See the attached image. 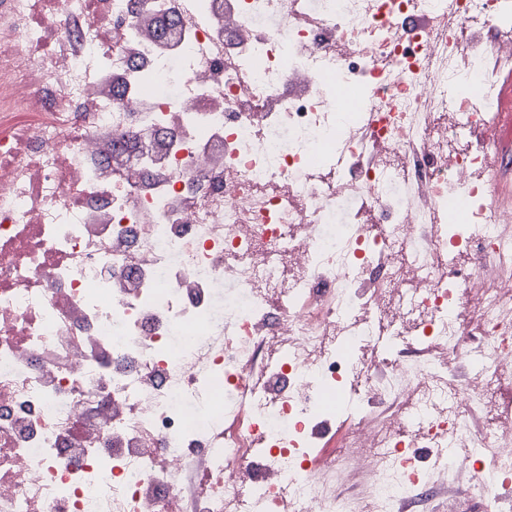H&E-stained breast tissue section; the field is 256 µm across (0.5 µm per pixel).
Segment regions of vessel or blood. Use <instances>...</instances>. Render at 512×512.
Instances as JSON below:
<instances>
[{
	"label": "vessel or blood",
	"mask_w": 512,
	"mask_h": 512,
	"mask_svg": "<svg viewBox=\"0 0 512 512\" xmlns=\"http://www.w3.org/2000/svg\"><path fill=\"white\" fill-rule=\"evenodd\" d=\"M495 73L491 114L482 121L478 138L498 159L512 155V59L497 62ZM490 196L494 205L512 206V177L496 171Z\"/></svg>",
	"instance_id": "obj_1"
}]
</instances>
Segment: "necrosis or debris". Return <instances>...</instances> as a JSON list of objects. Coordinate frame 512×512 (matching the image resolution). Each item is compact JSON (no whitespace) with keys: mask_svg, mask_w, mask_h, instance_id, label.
Segmentation results:
<instances>
[{"mask_svg":"<svg viewBox=\"0 0 512 512\" xmlns=\"http://www.w3.org/2000/svg\"><path fill=\"white\" fill-rule=\"evenodd\" d=\"M491 54L512 0H0V512H178L194 459V512H360L340 425L370 512H512Z\"/></svg>","mask_w":512,"mask_h":512,"instance_id":"necrosis-or-debris-1","label":"necrosis or debris"}]
</instances>
